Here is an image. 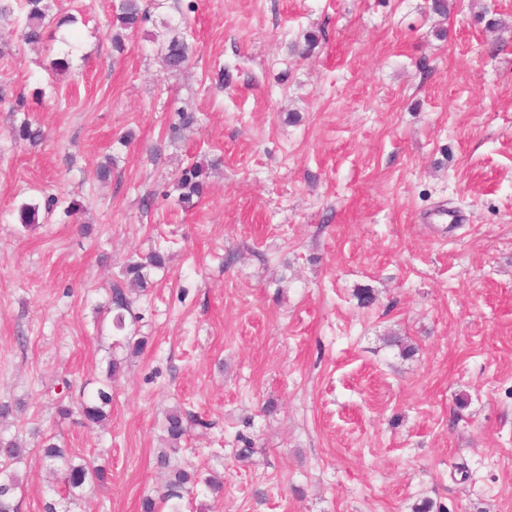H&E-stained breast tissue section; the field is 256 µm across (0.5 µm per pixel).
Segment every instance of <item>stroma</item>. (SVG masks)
I'll return each mask as SVG.
<instances>
[{"instance_id":"stroma-1","label":"stroma","mask_w":512,"mask_h":512,"mask_svg":"<svg viewBox=\"0 0 512 512\" xmlns=\"http://www.w3.org/2000/svg\"><path fill=\"white\" fill-rule=\"evenodd\" d=\"M429 4L164 0L120 53L110 0H49L77 18L59 76L60 42L23 45L20 15L0 19V437L27 449L19 512L62 494L35 428L112 472L70 512H142L175 407L211 423L179 466L224 481L184 512H512V0ZM166 21L190 48L177 72L152 40ZM19 94L38 144L11 135ZM183 110L196 121L170 138ZM50 195L24 228L19 205ZM155 250L133 355L97 308ZM113 357L108 420L60 418L62 377L94 393ZM178 187L181 190L180 199L184 207L194 206L193 197L200 198L204 191L203 169L195 165L182 170L178 179Z\"/></svg>"}]
</instances>
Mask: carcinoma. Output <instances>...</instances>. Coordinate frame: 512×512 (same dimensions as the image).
Wrapping results in <instances>:
<instances>
[{"label":"carcinoma","mask_w":512,"mask_h":512,"mask_svg":"<svg viewBox=\"0 0 512 512\" xmlns=\"http://www.w3.org/2000/svg\"><path fill=\"white\" fill-rule=\"evenodd\" d=\"M18 3L24 8V20L21 26L19 38L26 44L38 45L43 43L49 22L48 6L44 0H0V16L14 12L13 3ZM144 0H111V6L118 31L112 35V47L118 52L125 48L124 39L126 32H133L151 19ZM161 53L165 65L171 70L182 68L189 61L188 45L175 36L162 41ZM15 139L37 143L44 137V131L39 123L24 119L20 125L11 129ZM178 187L181 190L180 199L185 207L194 206L193 197H201L204 191L203 169L192 166L182 170ZM55 198L49 196L44 204L25 202L19 207L20 222L28 228L38 223L40 209L51 212L56 206ZM166 265L165 257L157 252L128 261L124 267V277L127 287H114L110 289L106 303L98 307V312L110 317L112 331L123 338L128 349L136 354L143 348L145 340H132L126 333L127 320H136L132 309L133 295L137 291H143L149 285V270L163 269ZM112 406V393L101 387L96 396L87 402L80 403L78 411L89 424H99L107 419L108 407ZM196 421V416L190 412L175 408L168 412L165 418L164 430L170 444V452L161 455L160 463L169 468L168 479L158 498H146L142 503V512H181L180 500L190 487L203 485L209 491L217 494L221 492V482L210 475H202L196 471L189 472L184 468L170 464V453L179 450V444L186 435L188 425ZM25 449L17 439H0V512H18L17 495L24 491V480L18 472L12 469V465L19 463L24 456ZM40 452L43 460L50 469L60 477L66 495L63 499L74 501L79 497V491L87 484H103L108 480L107 472L87 460L76 461V456L53 441L51 437H45L40 443Z\"/></svg>","instance_id":"obj_1"}]
</instances>
